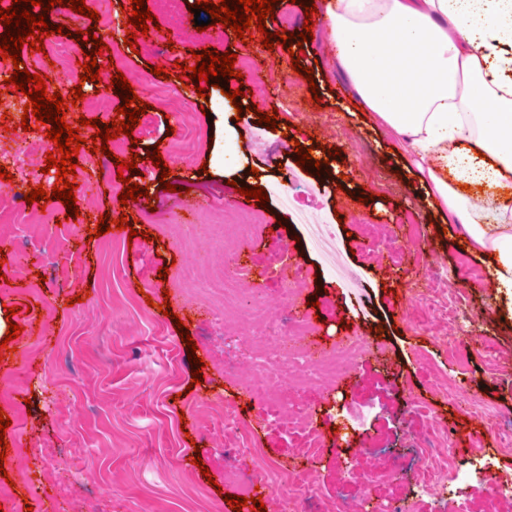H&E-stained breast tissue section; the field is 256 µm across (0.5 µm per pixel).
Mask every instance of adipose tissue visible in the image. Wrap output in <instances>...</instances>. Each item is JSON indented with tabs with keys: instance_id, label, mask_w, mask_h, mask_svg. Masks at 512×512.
<instances>
[{
	"instance_id": "1",
	"label": "adipose tissue",
	"mask_w": 512,
	"mask_h": 512,
	"mask_svg": "<svg viewBox=\"0 0 512 512\" xmlns=\"http://www.w3.org/2000/svg\"><path fill=\"white\" fill-rule=\"evenodd\" d=\"M372 124L407 139L429 207L488 261L512 320V0H320Z\"/></svg>"
}]
</instances>
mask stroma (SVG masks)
Returning a JSON list of instances; mask_svg holds the SVG:
<instances>
[{"mask_svg":"<svg viewBox=\"0 0 512 512\" xmlns=\"http://www.w3.org/2000/svg\"><path fill=\"white\" fill-rule=\"evenodd\" d=\"M191 2L145 0L159 25L168 28L172 42L188 49L201 44L222 53L244 51L231 29L211 23L208 12L194 14ZM97 12L109 19V26L87 18L78 28L94 32L116 51V60L99 57L103 77L121 72L160 88H178L195 114L200 148L190 166L170 154V141L185 134L178 108L145 95L155 131L139 136L135 148L140 160L131 178L149 190L137 202L136 235L128 239L109 231L90 238L100 216L120 210L119 195L125 186L113 160L90 152L87 141L94 129L88 121L107 105H121L122 99L116 95L103 103L100 81L81 82L88 47L72 35L77 27L72 11L58 5L47 11L49 23L64 25L70 32L72 73L63 94L71 96L76 86L84 93L75 111L65 117L70 125L80 118L87 121L81 129L85 144L75 154V173L69 178L83 230L72 234L68 211L56 199L28 207L32 213L51 212L52 223L8 224L1 229L11 243L0 261V306L13 309L12 320L21 332L8 346H0V411L11 419L5 431L6 458L0 466L13 482L8 496L0 499V512H53L59 503L67 512H90L94 506L101 512H233L229 499L239 496L240 490L225 484L226 466L249 475L265 459L298 460L295 441L266 422L263 395L245 393L240 386L241 377L251 370L248 331H241L237 344V375L225 374L221 301L209 292L205 276L197 277L193 292L180 286L181 272L195 267L199 257L223 250L224 237L205 234L189 243L176 238L174 225L190 221L185 211L173 207L177 198L222 201L241 216L258 214L259 245L241 258L254 270L248 290L275 294L279 276L261 277L257 271L271 253L284 252L286 262L302 264L308 274L302 299L312 303L320 335L356 333L368 344L387 348L386 361L363 355L350 376L338 378L332 389L304 382L293 390L298 402L313 409L314 425L325 437L324 451L312 467L313 497H332L340 491L352 499L369 496L375 503L401 500L413 512H497L496 502L479 481L461 494L451 487L443 497L419 499L410 481L370 479L387 451L399 453L406 470L415 469V437L423 427L413 410L417 402L444 425L455 426L448 443L459 465H466L471 450L461 443L460 434L469 420L432 391L428 370L439 369L459 388L481 386L485 400L512 414V377L494 375L486 366L495 354L512 356V325H486L484 346L462 348L455 360L426 331L414 296L426 274L459 280L464 308L474 320L496 309L497 291L487 279L485 261L463 249L461 229L426 205L423 189L410 171L405 139L372 127L357 107L322 21H315L313 37L304 41L300 55L312 78L294 73L287 59L281 73H271L281 47L249 52L266 93L255 96L252 83H245L241 102L277 116L275 128L254 141L243 138V123L220 89L208 88L201 97L193 79L181 78L182 67L169 63V44L148 33L138 35L137 49L125 46L129 5L100 0ZM178 13L189 19L200 16L208 23L206 30L197 31L190 23L176 25L172 17ZM156 65L164 67V75L151 74ZM312 83L318 86L320 101L308 112L303 95ZM27 102L12 87L0 94V168L8 172L0 177V190L24 193L40 186L49 192L57 180L55 172L22 175L13 160L24 137L43 141L46 150L56 148L39 122H31L26 135L17 133ZM289 126L300 136L313 134L325 147L340 149L353 176L351 188L330 187L300 219L270 190L297 164L296 155L282 153L280 131ZM156 149L171 171L167 189L159 183L161 169L147 157ZM247 184L268 190L267 204L246 201L239 190ZM363 193L369 194L368 202L347 204V196ZM355 215L360 221L396 226V245L405 252L400 273H393L383 260L363 266L359 227L351 222ZM319 227L333 234L338 250L315 247L310 233ZM351 272L361 279L367 308L357 307L344 286ZM162 292L170 296L167 314L147 303L148 296ZM183 329L190 341H182ZM191 342L204 362L197 384L186 352ZM217 398L240 406V426L256 441L261 455L226 446L223 423L205 410L206 403ZM367 403L373 414L366 422V438L337 442L334 428L342 422L343 407Z\"/></svg>","mask_w":512,"mask_h":512,"instance_id":"1","label":"stroma"}]
</instances>
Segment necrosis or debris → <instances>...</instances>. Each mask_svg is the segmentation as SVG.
Masks as SVG:
<instances>
[{"label": "necrosis or debris", "mask_w": 512, "mask_h": 512, "mask_svg": "<svg viewBox=\"0 0 512 512\" xmlns=\"http://www.w3.org/2000/svg\"><path fill=\"white\" fill-rule=\"evenodd\" d=\"M253 225L243 222L232 211L224 213V256L214 284L224 295V314L247 322L251 327L252 343L256 350L252 370L245 381L251 391L264 393L267 414L275 425L289 437L296 438L304 457L315 460L324 446L322 434L313 426L309 408L290 402L288 395L301 380L311 379L322 385H332L337 376L370 346L361 336L352 335L331 348L316 352L309 345L317 328L311 318L295 313L294 307L307 285L302 265H295L292 273H281L283 284L279 303L246 297L240 284L250 275L239 262L235 248L245 239ZM365 239L363 263L372 265L379 257H386L391 267H400L403 253L383 224H365L361 227ZM419 300L434 313L433 336L447 349L449 356H457L461 343L482 344L484 334L473 327L466 337L448 335L445 326L457 321L462 313L460 289L456 281L443 274L431 275L418 294ZM290 307L289 315H282L280 306ZM434 387L449 399L459 400L466 415L477 419L482 429L493 435L502 454H512V419L484 400L458 397L453 385L443 374H435ZM424 428L418 436L420 464L412 479L420 495L442 496L447 483L456 490L476 479L484 481L496 499L500 512H512V483L499 480L489 466L461 467L453 457L441 455L447 438L440 420L423 414ZM224 480L243 489L261 483L273 488L279 497L281 512H360L359 501L345 497L315 501L303 490L300 473L288 470L282 464L269 461L249 475L228 469Z\"/></svg>", "instance_id": "obj_1"}]
</instances>
